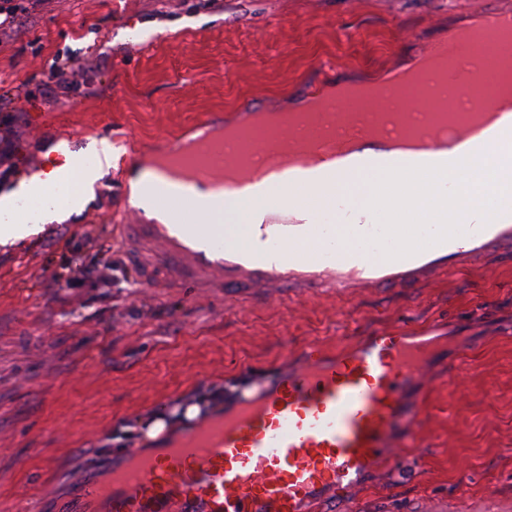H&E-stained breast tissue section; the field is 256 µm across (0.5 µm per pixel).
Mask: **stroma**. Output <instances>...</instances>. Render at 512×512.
<instances>
[{"mask_svg": "<svg viewBox=\"0 0 512 512\" xmlns=\"http://www.w3.org/2000/svg\"><path fill=\"white\" fill-rule=\"evenodd\" d=\"M501 0H54L0 43V129L15 170L0 194L61 161L112 162L83 208L0 243V512H62L84 475L144 447L140 420L184 431L185 404L220 410L312 341L431 326L433 372L415 440L367 472L351 512H512V250L403 288H168L76 282L63 260L124 258L131 156L207 114L288 109L338 83L411 64L461 17ZM75 60L77 85L43 69ZM71 144L57 138L69 132ZM52 458L56 470L44 461Z\"/></svg>", "mask_w": 512, "mask_h": 512, "instance_id": "35a3bbf8", "label": "stroma"}]
</instances>
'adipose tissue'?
Here are the masks:
<instances>
[{
  "instance_id": "1",
  "label": "adipose tissue",
  "mask_w": 512,
  "mask_h": 512,
  "mask_svg": "<svg viewBox=\"0 0 512 512\" xmlns=\"http://www.w3.org/2000/svg\"><path fill=\"white\" fill-rule=\"evenodd\" d=\"M101 154V159L93 165L83 163L76 155H66L63 161L52 163L49 170L32 175L10 193L1 195L0 240L29 236L33 224L39 223L44 214L81 208L86 202L85 191L91 189L111 163L110 146H102ZM277 195L271 186L259 185L228 200L235 217L234 224L228 227L230 243L241 247L251 245L250 223ZM21 197L38 199L41 203L38 213L26 216L15 212L14 203Z\"/></svg>"
}]
</instances>
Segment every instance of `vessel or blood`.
<instances>
[{"label":"vessel or blood","instance_id":"1","mask_svg":"<svg viewBox=\"0 0 512 512\" xmlns=\"http://www.w3.org/2000/svg\"><path fill=\"white\" fill-rule=\"evenodd\" d=\"M408 132L382 140L337 123V136L357 139L347 152L325 158L312 178L292 174L279 203L254 226L259 247L227 244L224 227L203 223L234 194L224 170L236 162L221 139L212 149L223 165H199L213 197L201 202L172 185L159 168L144 186L139 223L123 225L141 284L170 287L237 283L260 288L276 282L335 291L355 284L409 286L430 270H451L512 242V211L463 234L398 259H373L366 248L336 243L334 226L320 223L328 192L352 175L384 168L439 165L463 157L493 162L492 145L512 141V120L487 122L477 109L464 134L451 142L427 138L414 113ZM434 343L412 327L377 329L340 350L308 343L298 362L276 369L274 385L243 394L222 416L191 424L161 453L132 449L107 480H84L72 512H309L326 499L346 502L365 472L396 460L421 420L416 388L431 371Z\"/></svg>","mask_w":512,"mask_h":512}]
</instances>
